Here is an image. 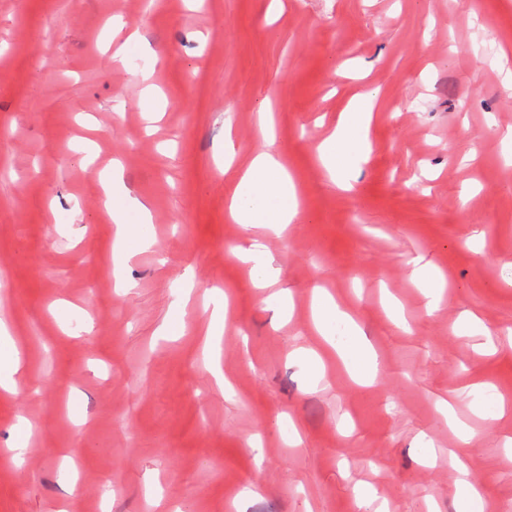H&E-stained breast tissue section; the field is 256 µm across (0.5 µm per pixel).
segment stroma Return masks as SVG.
I'll use <instances>...</instances> for the list:
<instances>
[{"label":"stroma","mask_w":512,"mask_h":512,"mask_svg":"<svg viewBox=\"0 0 512 512\" xmlns=\"http://www.w3.org/2000/svg\"><path fill=\"white\" fill-rule=\"evenodd\" d=\"M117 19L144 49L120 51ZM509 45L512 0H165L151 13L140 0H0V314L41 383L35 399L0 393V512H358L354 491L370 487L396 512H456L446 397L474 431L469 479L487 512H512V410L481 419L468 394L480 381L512 402ZM143 71L162 101L151 125ZM372 88L370 150L346 192L316 148ZM267 107L306 215L280 236L228 217L234 175L220 167L225 138L239 163L259 148ZM116 161L156 216L124 295L110 283L113 223L84 206L92 167ZM247 235L272 254L290 317L237 259ZM418 259L447 280L433 315ZM317 286L382 361L372 387H355L315 330ZM214 287L229 305L223 392L207 366ZM174 312L179 334L156 336ZM465 313L486 333L454 334ZM302 349L324 364L317 387ZM20 414L35 431L16 466L3 454Z\"/></svg>","instance_id":"stroma-1"}]
</instances>
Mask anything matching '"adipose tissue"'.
Instances as JSON below:
<instances>
[{
	"label": "adipose tissue",
	"mask_w": 512,
	"mask_h": 512,
	"mask_svg": "<svg viewBox=\"0 0 512 512\" xmlns=\"http://www.w3.org/2000/svg\"><path fill=\"white\" fill-rule=\"evenodd\" d=\"M377 99L376 92L354 96L342 113L333 133L317 146L318 158L331 179L343 189H351L353 173L367 150L368 130ZM264 147L251 155L229 200L228 215L244 227L264 226L282 232L299 223L300 210L294 177L275 149V137L269 127L261 129ZM107 197L105 208L115 226L112 246L114 276L119 288L128 290L135 283L124 271L128 261L148 248L142 225L152 223L150 208L130 195L123 182L120 162H113L100 177ZM314 320L322 335L331 337L351 378L361 386L372 385L379 371L376 354L362 338L333 299L322 292L314 294ZM38 392L32 374L23 367L16 342L0 321V391L15 394L19 390Z\"/></svg>",
	"instance_id": "1"
}]
</instances>
